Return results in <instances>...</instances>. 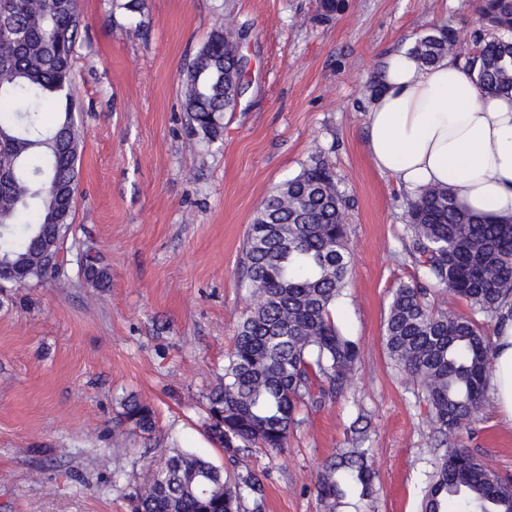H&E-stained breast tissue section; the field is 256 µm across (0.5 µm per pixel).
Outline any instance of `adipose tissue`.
Here are the masks:
<instances>
[{
	"instance_id": "obj_1",
	"label": "adipose tissue",
	"mask_w": 512,
	"mask_h": 512,
	"mask_svg": "<svg viewBox=\"0 0 512 512\" xmlns=\"http://www.w3.org/2000/svg\"><path fill=\"white\" fill-rule=\"evenodd\" d=\"M382 91L368 112L375 168L412 193L448 186L470 212L512 219V94L485 95L463 62L424 66L401 49L382 63ZM495 404L512 421V323L493 352Z\"/></svg>"
}]
</instances>
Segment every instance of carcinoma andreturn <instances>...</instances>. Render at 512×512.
Instances as JSON below:
<instances>
[{
	"label": "carcinoma",
	"mask_w": 512,
	"mask_h": 512,
	"mask_svg": "<svg viewBox=\"0 0 512 512\" xmlns=\"http://www.w3.org/2000/svg\"><path fill=\"white\" fill-rule=\"evenodd\" d=\"M346 0H320L329 21ZM0 171H13L0 190V288L27 286L63 275L56 261L70 232L79 177L81 133L73 112V59L81 20L72 0H0ZM473 32L479 53L465 61L480 91L512 93V0H481ZM246 38L247 34L239 36ZM217 27L183 69L181 95L204 138H218L224 113L236 109L238 41ZM461 38L451 27L419 37L411 53L432 65L455 53ZM47 101L64 110L46 124ZM410 257L434 288L469 302L472 314L435 311L427 291L401 285L384 324L389 358L425 394L428 428L438 441L421 512H512V482L471 448L448 439L476 433L491 388V361L499 326L512 320V221L461 209L442 186L408 199ZM348 205L332 165L320 150L301 173L272 189L249 225L242 283L251 300L224 375L208 397V430L225 454L252 448L281 453L306 423L303 406L320 408L352 385L361 344L333 319L350 273ZM84 279L107 288L110 269L99 253L83 252ZM481 314L491 328L478 322ZM119 425L140 434L154 429L152 408L124 401ZM378 475L369 450L341 448L315 475L324 512L351 485L373 506ZM144 489L127 494L130 512H239L241 500H263L253 470L231 482L202 455L174 449L164 465L144 475Z\"/></svg>",
	"instance_id": "1"
}]
</instances>
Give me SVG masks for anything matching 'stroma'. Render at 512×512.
<instances>
[{"instance_id": "stroma-1", "label": "stroma", "mask_w": 512, "mask_h": 512, "mask_svg": "<svg viewBox=\"0 0 512 512\" xmlns=\"http://www.w3.org/2000/svg\"><path fill=\"white\" fill-rule=\"evenodd\" d=\"M80 0L75 116L83 134L66 246H94L111 286L76 264L54 281L0 291V512H129L126 496L172 445L225 476L265 472L262 512H324L310 488L362 419L379 476L374 512H419L435 459L420 388L388 358L395 290L422 281L405 251L407 192L366 151L369 87L384 55L450 15L472 48L479 0H349L328 22L317 0ZM248 32V87L222 134L204 139L182 104V70L219 21ZM349 202L352 265L333 318L363 356L344 396L308 413L284 454L228 462L206 430L207 397L249 309L239 281L247 230L264 196L315 149ZM155 413L151 439L114 432L124 400ZM461 444L512 476V426L487 401ZM124 474L113 480L101 456Z\"/></svg>"}]
</instances>
